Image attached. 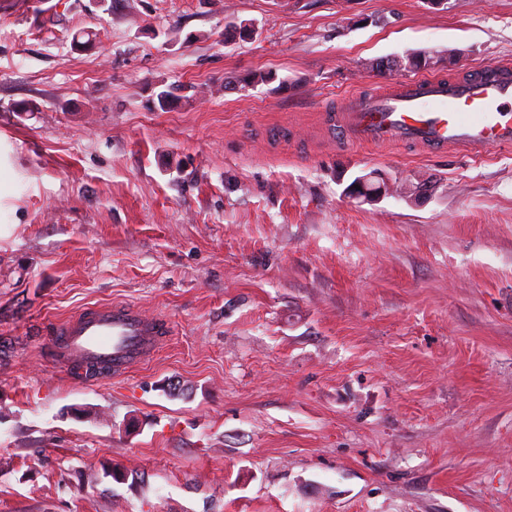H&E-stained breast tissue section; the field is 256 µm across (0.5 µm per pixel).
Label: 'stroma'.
Segmentation results:
<instances>
[{"instance_id": "obj_1", "label": "stroma", "mask_w": 512, "mask_h": 512, "mask_svg": "<svg viewBox=\"0 0 512 512\" xmlns=\"http://www.w3.org/2000/svg\"><path fill=\"white\" fill-rule=\"evenodd\" d=\"M420 51L512 60V0H0V512H512V149L317 117ZM114 301L151 362L43 361ZM172 331L167 318L146 315L135 305H95L50 323L44 354L74 381L72 369L89 365L108 370L96 379H118L151 360Z\"/></svg>"}]
</instances>
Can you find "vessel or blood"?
<instances>
[{"instance_id": "vessel-or-blood-1", "label": "vessel or blood", "mask_w": 512, "mask_h": 512, "mask_svg": "<svg viewBox=\"0 0 512 512\" xmlns=\"http://www.w3.org/2000/svg\"><path fill=\"white\" fill-rule=\"evenodd\" d=\"M322 121L355 145H399L419 153L459 148L474 155L511 149L512 62L391 81L382 90L351 95ZM172 331L164 316L113 302L50 324L44 352L64 373L102 366L112 380L151 360Z\"/></svg>"}]
</instances>
